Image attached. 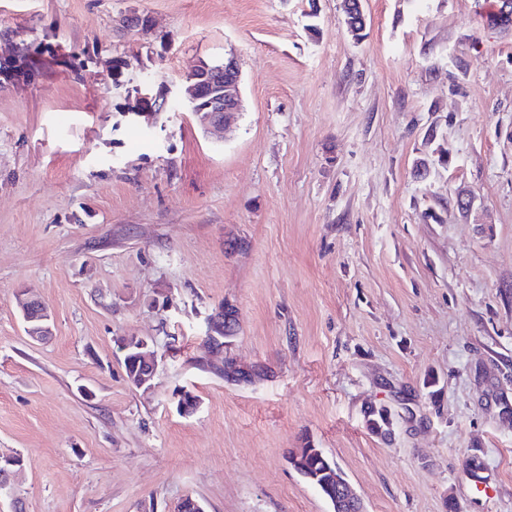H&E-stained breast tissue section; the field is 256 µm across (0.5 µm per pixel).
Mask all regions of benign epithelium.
I'll list each match as a JSON object with an SVG mask.
<instances>
[{
  "label": "benign epithelium",
  "instance_id": "7a95c632",
  "mask_svg": "<svg viewBox=\"0 0 512 512\" xmlns=\"http://www.w3.org/2000/svg\"><path fill=\"white\" fill-rule=\"evenodd\" d=\"M346 26L355 32L358 26L365 25L362 0H346ZM493 27L512 31V0H499ZM195 83L185 89L183 103L197 121L206 128L223 129L231 125L236 114L241 111L239 82L241 69L237 59L231 57L213 65L202 64L196 69ZM21 316L25 332L30 340L42 342L52 336V316L46 306L36 299L21 301ZM238 309L226 303L208 318L209 344L215 351L224 353L225 380L233 382L239 373H249L228 352L230 339L236 335ZM124 357L134 355L136 364L128 369L127 380L137 388L153 386L158 373V358L149 342L143 338L124 336L118 341ZM337 512H363L358 496L349 482L336 478V495L331 501Z\"/></svg>",
  "mask_w": 512,
  "mask_h": 512
}]
</instances>
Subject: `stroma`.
Segmentation results:
<instances>
[{
  "instance_id": "1",
  "label": "stroma",
  "mask_w": 512,
  "mask_h": 512,
  "mask_svg": "<svg viewBox=\"0 0 512 512\" xmlns=\"http://www.w3.org/2000/svg\"><path fill=\"white\" fill-rule=\"evenodd\" d=\"M342 2L0 0L31 69L0 75V512H332L303 447L365 512H512V34L496 0H363L355 37ZM227 57L207 132L179 99ZM227 302L248 383L205 342ZM197 75L186 87L183 103L197 121L206 128L224 129L230 126L241 111L239 82L241 69L237 59L231 57L213 65L201 64ZM195 82V83H194ZM193 83V84H191ZM208 87L209 101L201 107L202 86ZM21 316L30 340L42 342L52 336V316L46 306L36 299L21 301ZM123 353L124 361H127L130 353L135 358V366L128 369L127 380L137 388H151L158 373V358L155 350L146 339L124 336L117 342Z\"/></svg>"
}]
</instances>
